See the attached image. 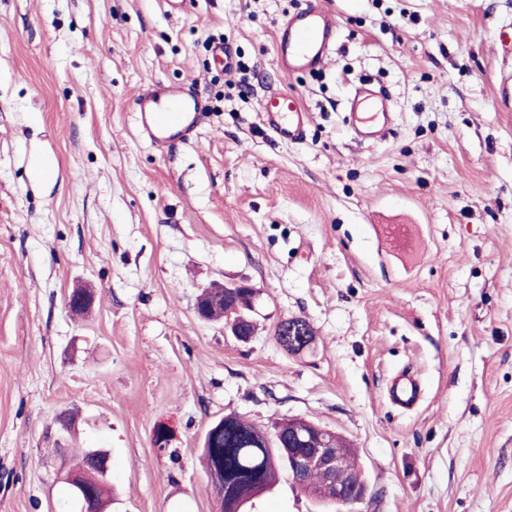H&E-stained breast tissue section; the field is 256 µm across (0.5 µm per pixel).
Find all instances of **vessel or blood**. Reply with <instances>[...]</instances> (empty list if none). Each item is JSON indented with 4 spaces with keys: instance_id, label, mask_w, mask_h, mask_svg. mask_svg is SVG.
I'll list each match as a JSON object with an SVG mask.
<instances>
[{
    "instance_id": "b4317fda",
    "label": "vessel or blood",
    "mask_w": 512,
    "mask_h": 512,
    "mask_svg": "<svg viewBox=\"0 0 512 512\" xmlns=\"http://www.w3.org/2000/svg\"><path fill=\"white\" fill-rule=\"evenodd\" d=\"M336 16L322 0H309L305 9L282 21L275 35V54L287 73L323 68L336 42ZM349 124L363 140H378L392 120L385 99L373 88L362 85L349 100ZM136 124L143 137L159 149L177 140H189L201 125L206 106L191 88L154 82L148 84L136 102ZM263 121L281 140L303 137L307 109L292 94H270L262 104ZM391 399L404 407L421 397V385L409 371L398 374L389 388Z\"/></svg>"
}]
</instances>
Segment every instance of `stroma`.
Masks as SVG:
<instances>
[{"label": "stroma", "instance_id": "stroma-1", "mask_svg": "<svg viewBox=\"0 0 512 512\" xmlns=\"http://www.w3.org/2000/svg\"><path fill=\"white\" fill-rule=\"evenodd\" d=\"M329 2L328 61L289 74L275 32L306 0H0V512H59L57 451L87 447L112 455L110 512H219L199 454L227 414L343 438L353 512H512V0ZM154 81L206 100L191 141L137 132ZM363 83L394 116L380 141L345 122ZM279 89L299 141L262 122ZM243 280L246 343L195 311ZM292 317L299 354L274 338ZM254 512L338 508L285 476ZM261 115L265 125L281 140L296 141L305 133L308 111L287 91L267 96L262 104ZM300 318H287L281 320L278 325L282 324V328H280L281 332L287 333L284 335V338L288 341V351L296 350L297 352H303L306 349L310 348L312 345L313 339L306 333V331L313 337V329L306 322H303L304 327L301 323ZM283 327H287L288 329L284 331ZM390 398L403 407H411L421 397V385L411 371H403L391 382Z\"/></svg>", "mask_w": 512, "mask_h": 512}]
</instances>
